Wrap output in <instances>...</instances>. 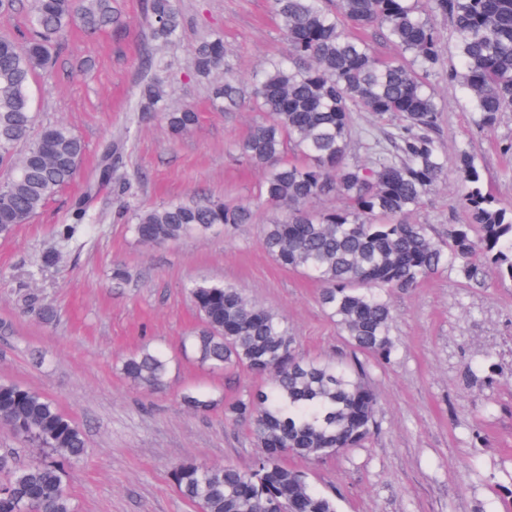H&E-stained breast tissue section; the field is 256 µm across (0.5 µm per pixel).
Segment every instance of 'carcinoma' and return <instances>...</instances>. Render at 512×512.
Returning <instances> with one entry per match:
<instances>
[{"mask_svg": "<svg viewBox=\"0 0 512 512\" xmlns=\"http://www.w3.org/2000/svg\"><path fill=\"white\" fill-rule=\"evenodd\" d=\"M29 2L28 23L17 35H0V238L27 224L76 177L84 145L63 123L35 126L30 85L52 66L74 24L95 33L121 26L112 0H0L8 11ZM287 42V53L269 60L243 88L230 75L213 89L220 108L243 99L263 114L239 143L242 159L263 168L262 204L271 211L262 244L283 267L320 286L319 303L354 352L388 361L394 352V313L387 294L409 290L448 268L483 281L494 267L512 280V204L484 190L475 158L464 152L453 166L465 185L458 204L469 224L448 225L445 236L410 220L448 171L435 137L439 107L429 76L440 66L441 34L435 18L451 21L458 66L449 74L461 86L479 124L492 127L512 110V0H270ZM154 41L171 42L182 28L175 0H148ZM378 32L395 50L379 59L366 32ZM224 40L209 36L192 49L196 76L227 69ZM125 138L104 155L96 189L112 184L113 168L128 151L145 115L162 113L171 133L194 126L190 106L165 105L158 63H149L135 92ZM368 112L399 124L376 141L372 159L357 164L350 144L358 130L353 113ZM25 144L20 158L11 149ZM338 198L342 206L316 211L309 203ZM246 205L182 199L133 209L130 230L144 245L202 235L219 226L251 224ZM97 221L83 200L58 235L72 240ZM187 291L201 325L183 337L182 350L199 365L261 376V388L224 405L228 422L246 421L262 454L248 468L232 463L187 461L173 470L181 494L199 512H338L336 497L315 488L307 473L283 464L282 454L318 461L353 448L375 424L377 397L367 366L296 353L295 338L279 313L249 301L241 288L208 279ZM171 360L146 344L119 360L133 386L158 391L167 384ZM183 405L205 413L216 398L187 391ZM0 425L10 428L43 457L26 465L0 454V512H75L66 468L86 453L82 429L42 393L0 381Z\"/></svg>", "mask_w": 512, "mask_h": 512, "instance_id": "cac0c4a2", "label": "carcinoma"}]
</instances>
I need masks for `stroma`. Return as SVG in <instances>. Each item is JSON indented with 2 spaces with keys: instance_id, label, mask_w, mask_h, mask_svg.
<instances>
[{
  "instance_id": "stroma-1",
  "label": "stroma",
  "mask_w": 512,
  "mask_h": 512,
  "mask_svg": "<svg viewBox=\"0 0 512 512\" xmlns=\"http://www.w3.org/2000/svg\"><path fill=\"white\" fill-rule=\"evenodd\" d=\"M183 17L178 39L153 41L144 24L146 0H117L124 27L94 36L73 32L50 76L31 87L38 124L64 122L85 151L76 181L59 192L12 238L0 239V379L25 385L60 403L86 434L84 461L67 475L77 512H197L171 479L179 463L232 462L246 468L259 455L245 423L224 419L225 402L262 380L201 367L181 341L198 325L187 282H231L252 302L279 312L300 356L351 360L353 354L323 312L319 287L281 268L262 246L268 216L259 204L261 168L239 159L237 143L257 119L249 105L222 112L210 87L192 72L191 50L202 37L224 40L228 61L249 83L287 44L269 0H176ZM166 64L170 103L193 106L199 120L173 136L162 116L141 120L131 155L115 181L132 185V203L151 208L195 195L244 204L255 221L161 245L138 243L127 221L114 220L122 200L104 189L88 199L100 222L79 241L61 239L74 201L108 143L127 125L147 58ZM451 55L430 83L441 107L436 138L443 154L463 151L481 166L485 186L512 202V111L485 129L449 82ZM464 191L455 171L441 179L414 214L434 235L466 224L457 201ZM125 273L114 279L115 270ZM57 312L45 323L24 294ZM395 312L390 362L367 359L378 405L371 435L320 462L288 456L313 485L336 496L340 512H504L512 489V281L486 270L474 284L454 271L392 293ZM172 359L163 391L132 386L117 370L121 355L145 341ZM479 374L466 379V370ZM191 387L223 397L205 413L181 403Z\"/></svg>"
}]
</instances>
